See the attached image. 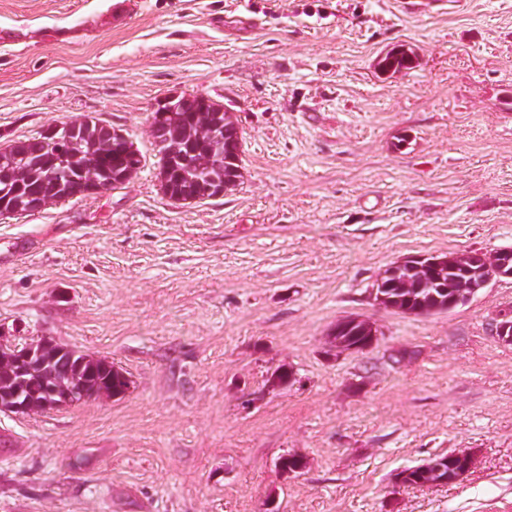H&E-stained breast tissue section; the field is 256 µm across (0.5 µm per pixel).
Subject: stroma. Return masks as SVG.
I'll list each match as a JSON object with an SVG mask.
<instances>
[{
    "label": "stroma",
    "instance_id": "1",
    "mask_svg": "<svg viewBox=\"0 0 512 512\" xmlns=\"http://www.w3.org/2000/svg\"><path fill=\"white\" fill-rule=\"evenodd\" d=\"M0 0V147L87 117L127 184L0 218V324L101 357L121 396L0 414V512H484L512 500V278L449 311L378 305L417 256L512 246V0ZM247 14L234 38L212 15ZM405 45L412 69L382 74ZM203 94L243 135L239 186L172 203L151 109ZM360 317L363 351L330 342ZM285 385L271 384L280 368ZM453 451L448 485L401 470ZM305 461L282 472L280 457ZM469 454L466 452H453L450 453V457L456 460L449 459V454L438 456L436 458L430 459L425 463L409 467L401 471L399 475L400 482L402 485L406 486H414V487H422L428 484H449L453 483L460 478H462L474 464V460H472L470 465L461 464L465 461H468ZM437 460H446L444 463H441L443 466H435V470L437 473L441 472L438 476L429 475L428 469L429 465L436 462ZM461 463H460V461ZM448 470H450L453 474V481L448 482ZM437 479H443L439 483H435Z\"/></svg>",
    "mask_w": 512,
    "mask_h": 512
}]
</instances>
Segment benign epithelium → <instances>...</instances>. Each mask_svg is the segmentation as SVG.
I'll return each instance as SVG.
<instances>
[{"label":"benign epithelium","mask_w":512,"mask_h":512,"mask_svg":"<svg viewBox=\"0 0 512 512\" xmlns=\"http://www.w3.org/2000/svg\"><path fill=\"white\" fill-rule=\"evenodd\" d=\"M194 107L209 131V139L204 150L200 151L202 158L185 159L180 153L182 135L179 127L173 123L175 113L184 112ZM226 108L202 95L172 94L158 100L151 116V132L154 144L162 149L159 157V182L163 194L172 202L191 204L200 200L203 195L219 198L240 182L241 170L232 174L224 173V151L240 152V139L224 144V136L216 129L212 113L224 112ZM75 126H63L52 123L43 129V134L49 137L51 146L63 151L64 159L70 161V168L76 171L78 177L61 180L43 179L39 184L28 189L23 196L27 209L36 212L46 207L54 200L78 196L83 192H101L105 190L102 180V170L91 162H82L79 151V139L73 137ZM125 170L122 173L123 182H128L140 169L142 157L135 147L124 151ZM15 172L9 171L0 178V217L17 215L16 202L12 198L17 195L14 185ZM512 262V247L501 248L493 255L474 252L465 256L458 263L448 260V271L459 273L469 278V292L448 301V308L470 301L481 289L493 281L504 277V270ZM439 261L417 258V262L407 264V273H419V287L428 288L435 283V271ZM21 328L13 329L0 327V371L5 365H10V375L14 380L12 389L0 398V413L8 416L21 417L35 411H49L86 402L92 398L112 396V390L100 388L80 373L71 368L52 366L66 349L57 348L49 351L52 343L42 338L40 340L25 339L20 341ZM48 375L53 384L45 385L34 394L25 393L27 389L26 375L33 372Z\"/></svg>","instance_id":"obj_1"}]
</instances>
